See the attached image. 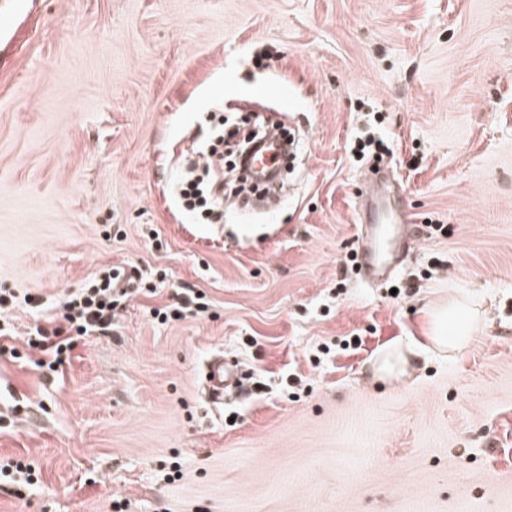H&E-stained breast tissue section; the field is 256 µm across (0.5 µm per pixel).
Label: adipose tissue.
Segmentation results:
<instances>
[{
  "instance_id": "1",
  "label": "adipose tissue",
  "mask_w": 512,
  "mask_h": 512,
  "mask_svg": "<svg viewBox=\"0 0 512 512\" xmlns=\"http://www.w3.org/2000/svg\"><path fill=\"white\" fill-rule=\"evenodd\" d=\"M476 334L477 319L473 305L452 298L435 307L427 338L435 349L452 354L470 346Z\"/></svg>"
}]
</instances>
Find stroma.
Listing matches in <instances>:
<instances>
[{
	"label": "stroma",
	"mask_w": 512,
	"mask_h": 512,
	"mask_svg": "<svg viewBox=\"0 0 512 512\" xmlns=\"http://www.w3.org/2000/svg\"><path fill=\"white\" fill-rule=\"evenodd\" d=\"M4 46L0 459L40 481L0 512H512V0H0ZM250 110L309 131L296 186L201 223L174 184ZM373 110L423 234L382 288L347 264ZM105 265L151 291L38 367L24 295L57 313ZM186 284L205 312L154 319ZM455 294L484 318L449 358L427 311ZM399 344L423 347L408 375L374 378ZM217 352L254 394L209 402Z\"/></svg>",
	"instance_id": "obj_1"
}]
</instances>
